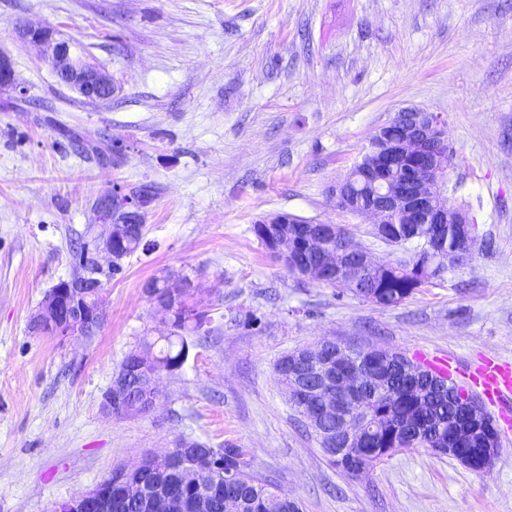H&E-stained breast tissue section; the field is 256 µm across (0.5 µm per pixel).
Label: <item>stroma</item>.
I'll list each match as a JSON object with an SVG mask.
<instances>
[{"mask_svg":"<svg viewBox=\"0 0 512 512\" xmlns=\"http://www.w3.org/2000/svg\"><path fill=\"white\" fill-rule=\"evenodd\" d=\"M51 27L107 73L111 100L60 83L22 24ZM0 512H54L178 438L249 450L301 512H512V433L478 473L405 448L351 476L332 465L273 366L331 339L463 369L512 362V0H0ZM440 114L454 205L476 219L472 261L383 308L289 274L257 240L288 212L354 224L333 191L404 108ZM150 185L144 237L102 267L92 338L30 328L45 292L93 255L96 202ZM185 276L213 338L160 385L155 409L105 413L142 337L166 325L145 285Z\"/></svg>","mask_w":512,"mask_h":512,"instance_id":"stroma-1","label":"stroma"}]
</instances>
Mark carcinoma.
I'll return each mask as SVG.
<instances>
[{"label":"carcinoma","instance_id":"obj_1","mask_svg":"<svg viewBox=\"0 0 512 512\" xmlns=\"http://www.w3.org/2000/svg\"><path fill=\"white\" fill-rule=\"evenodd\" d=\"M363 160L356 161L346 175L351 191L360 201L367 200V187L364 182ZM280 224L253 226V232L261 245L275 258L281 239L288 236L300 241L304 218L285 213ZM335 236L331 244L341 252L347 272L359 275L357 283L348 280L336 282L326 279L323 284L340 291H353V288L366 289L369 301L384 308L395 307L409 298L419 288L439 278L447 268L445 262L435 258L428 243L415 236L412 224H386L379 240L402 251V256L385 259L371 268L362 266L360 254L346 248V241L352 237V230L346 224L334 225ZM439 242L447 243L450 249H472L475 243L464 244L455 234L451 224L441 227ZM153 302L167 303L171 307L168 316L169 332L161 336H145L141 343V353L149 365L158 362L166 367H182L186 362L191 342H202L210 337L211 318L207 312L191 302L193 293L187 279H172L163 276L149 281L145 288ZM193 341H188V336ZM337 366L343 369L362 370L372 367L377 370L388 385L383 396H366L376 430L363 448L374 449L373 462H378L393 453L395 436L408 428L416 430L415 448H436L447 439V435H437V426L454 428L466 421L464 414L456 411L453 399L458 386L449 384L446 379L435 375L429 369L410 361L397 353L386 352L375 359L360 357L350 351L335 357ZM224 470H239L246 482L245 491L249 500L257 502L262 512H299L296 502H282L270 484L247 472L251 460L247 450L237 445L224 443ZM178 476L188 487L198 486L204 481H214V476L204 477L196 469L184 466Z\"/></svg>","mask_w":512,"mask_h":512}]
</instances>
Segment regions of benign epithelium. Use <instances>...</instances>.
<instances>
[{
	"instance_id": "7a95c632",
	"label": "benign epithelium",
	"mask_w": 512,
	"mask_h": 512,
	"mask_svg": "<svg viewBox=\"0 0 512 512\" xmlns=\"http://www.w3.org/2000/svg\"><path fill=\"white\" fill-rule=\"evenodd\" d=\"M19 33L26 41L46 48L47 58L60 82L79 97L92 102L108 100L112 97V79L95 65L78 58L73 46L55 38L52 28L28 24ZM0 87H15L14 73L10 59L0 53ZM404 134L397 140L391 139L381 127L369 140L365 152L378 158V162L388 163L400 155H411L419 162L410 169L406 178L390 182L381 177L368 179L373 188L372 203L354 211L370 221L374 230L383 224H456L459 234L466 238L475 237L474 225L448 204L447 192L450 161L444 123L434 119L429 112L418 108H406ZM433 145L438 150V159L430 162L424 159L425 147ZM123 218H112V206L99 208L102 230L94 235V250L103 255L110 267L123 264L127 255L118 244L140 231L138 216L141 213L137 201L128 199L123 207ZM323 224H306L304 236L307 247L321 254L322 264L306 266L303 274L321 279L325 268H334L337 255L327 249ZM99 267L86 271L79 279L61 280L44 295L34 319L37 322L54 324L62 336L75 334L68 311L83 306L90 307V318H102L100 301L101 281ZM315 371L322 381L320 391V415L306 417L309 428L318 436L322 435L319 417H330L337 421L336 447L327 449L337 461L347 464L356 473L368 469L370 453L356 454L353 445L364 440L371 428L369 416L350 410L358 393L365 387L378 389L382 379L372 374L362 379L352 373L333 371L324 361L322 345L305 349L290 358L288 375L289 390H304L303 380L309 371ZM167 372L147 370L142 356L134 352L128 365L113 376L111 386L104 396L103 408L112 414L127 410L133 398V380L142 382L143 394L147 398L146 409L153 408L160 399L159 384ZM468 415L475 421L488 419L482 405L472 397L460 399ZM467 435H458V447L436 448L434 452L447 454L473 471L487 473L491 470L500 453L499 435L494 433L486 448L466 447ZM175 449L150 455L137 464L117 470L113 477L96 484L90 490L57 505L55 512H123L129 505L137 512H213L215 488L211 484L199 487L192 494H184L164 481L150 478L149 462L172 461Z\"/></svg>"
}]
</instances>
